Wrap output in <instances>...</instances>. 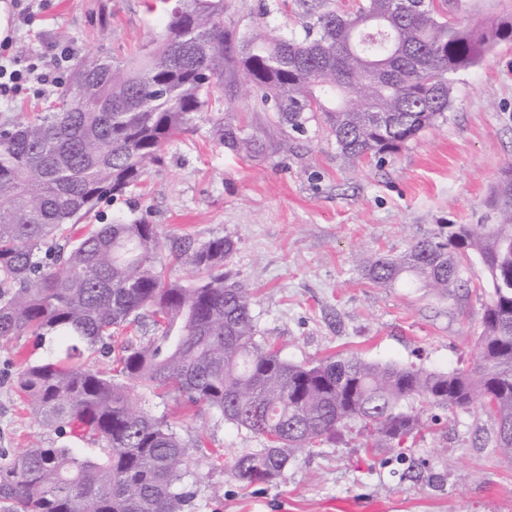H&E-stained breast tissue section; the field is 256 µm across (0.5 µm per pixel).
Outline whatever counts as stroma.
<instances>
[{
    "label": "stroma",
    "instance_id": "obj_1",
    "mask_svg": "<svg viewBox=\"0 0 512 512\" xmlns=\"http://www.w3.org/2000/svg\"><path fill=\"white\" fill-rule=\"evenodd\" d=\"M226 24L248 28L266 4L269 29L302 36L282 0H227ZM165 19L151 0H37L13 26L24 67L52 44L75 57L103 53L129 60L154 47ZM56 91L30 84L0 100V125L44 112ZM445 121L424 131L384 164H352L321 119L284 149L242 159L217 144L207 118L162 148L142 186L102 204L107 218H145L158 227L176 274L192 276L176 256L183 242L228 237L229 270L255 290L263 338L288 361L330 356L414 364L448 372L476 359L487 301L477 288L443 299L409 283L372 285L359 265L366 251L397 256L445 224H494L492 205L503 170L512 165V41L494 45L476 66L451 78ZM54 340L0 339V454L28 444L67 445L96 456L92 437L59 438L24 409L16 393L21 359L39 362ZM166 415L185 441L205 435L187 478L196 496L189 512H512V462L487 443L491 424L478 410L448 414L426 428L402 457L363 448L357 425L334 440L293 452L275 482L241 488L232 459L262 439L175 396L142 398Z\"/></svg>",
    "mask_w": 512,
    "mask_h": 512
}]
</instances>
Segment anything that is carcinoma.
<instances>
[{
  "label": "carcinoma",
  "mask_w": 512,
  "mask_h": 512,
  "mask_svg": "<svg viewBox=\"0 0 512 512\" xmlns=\"http://www.w3.org/2000/svg\"><path fill=\"white\" fill-rule=\"evenodd\" d=\"M304 36L284 38L255 23L224 26V0H178L158 46L117 63L85 56L72 66L52 112L0 127V338L58 336L65 353L22 363L17 390L45 425L92 436L98 456L34 442L0 461V512H187L193 460L166 416L132 401L171 391L265 441L231 470L248 487L288 467L291 450L360 425L367 447L401 454L423 415L478 405L490 442L512 460V168L494 192L497 224L440 227L399 256L360 258L367 278L404 275L448 298L473 282L488 295L470 370L438 372L359 356L315 365L281 357L259 339L255 293L226 263L235 250L212 238L182 255L194 276L173 277L157 226L112 221L99 209L137 187L163 146L213 105L238 97L271 106L282 134H303L321 114L351 163L382 162L445 118L451 76L512 39V0L483 25L462 18L475 0H283ZM213 138L243 159L266 150L251 126L222 112ZM149 323L112 363V338Z\"/></svg>",
  "instance_id": "obj_1"
}]
</instances>
